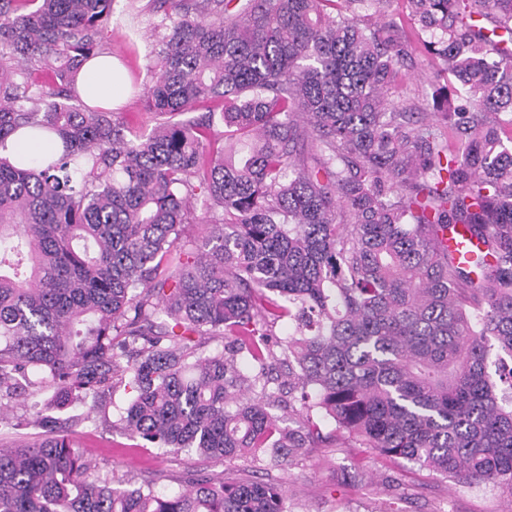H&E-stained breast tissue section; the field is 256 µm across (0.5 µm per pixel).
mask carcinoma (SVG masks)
<instances>
[{
  "mask_svg": "<svg viewBox=\"0 0 512 512\" xmlns=\"http://www.w3.org/2000/svg\"><path fill=\"white\" fill-rule=\"evenodd\" d=\"M130 2L158 42L139 136L75 88L112 0H0V416L122 386L130 438L273 465L328 443L317 411L512 494V0H407L405 21L392 0ZM420 46L438 121L386 98ZM31 420L40 439L0 446V512H288L267 481L93 478L74 417Z\"/></svg>",
  "mask_w": 512,
  "mask_h": 512,
  "instance_id": "carcinoma-1",
  "label": "carcinoma"
}]
</instances>
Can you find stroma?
<instances>
[{
    "label": "stroma",
    "mask_w": 512,
    "mask_h": 512,
    "mask_svg": "<svg viewBox=\"0 0 512 512\" xmlns=\"http://www.w3.org/2000/svg\"><path fill=\"white\" fill-rule=\"evenodd\" d=\"M150 15L132 14L128 0H113L105 32L114 57L129 69L145 71L152 49ZM136 39V53H129L128 39ZM438 64L418 54L415 64L402 71L391 90L393 101L410 100L424 111L432 109L431 77ZM130 396L117 388L107 397L105 411L73 429V438L91 461L94 475L140 477L157 474L158 489L178 492L187 471L214 472V465L185 455H160L152 447L138 445L112 421ZM225 477H255L275 483L289 512H512V495L490 483L460 484L402 459L379 456L368 448L349 446L337 439L320 448L305 449L292 460L268 470H252L249 462L235 458L224 463Z\"/></svg>",
    "instance_id": "1"
}]
</instances>
